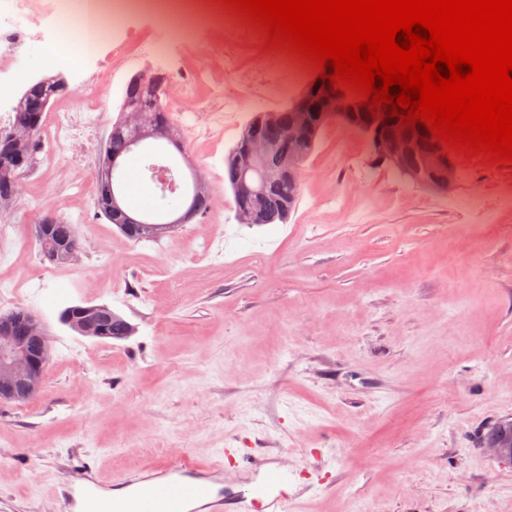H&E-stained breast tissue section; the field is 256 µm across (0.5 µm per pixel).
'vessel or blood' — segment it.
Masks as SVG:
<instances>
[{"mask_svg": "<svg viewBox=\"0 0 512 512\" xmlns=\"http://www.w3.org/2000/svg\"><path fill=\"white\" fill-rule=\"evenodd\" d=\"M224 455L241 456L243 475L229 480L222 461L202 467L184 460L148 474H131L106 485L98 470L85 468L81 482L59 485L62 512H100L107 488L120 492L114 512H290L301 497L317 498L323 478L312 472L298 485L293 470L276 454H239L226 445Z\"/></svg>", "mask_w": 512, "mask_h": 512, "instance_id": "vessel-or-blood-1", "label": "vessel or blood"}]
</instances>
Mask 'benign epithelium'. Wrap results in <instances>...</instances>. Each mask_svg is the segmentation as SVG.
Here are the masks:
<instances>
[{"mask_svg": "<svg viewBox=\"0 0 512 512\" xmlns=\"http://www.w3.org/2000/svg\"><path fill=\"white\" fill-rule=\"evenodd\" d=\"M69 92L63 77L52 81L30 78L22 96L32 100V111L41 112L48 98ZM358 104V96H331L320 88L317 75L310 76L298 94L276 111H258L245 126L229 156L228 176L233 189L237 217L242 224H271L287 212L282 205L275 209L271 201L284 181L298 182L306 151L328 127L341 125L362 133L372 154L395 175L416 187L445 192L453 184L456 163L446 151H435L419 142L418 135L403 136L397 123H382L381 115L367 120ZM174 121L162 119L150 130H143L140 114L125 112L123 125L114 131L123 138V149L131 154L140 149L142 140L151 137L157 142L174 140ZM101 204L112 214L115 224L127 228L134 224L161 221L169 231L203 217L194 194L178 197L175 207L161 215L127 213L120 205V196L108 189ZM40 243L54 240L59 248L46 251L50 259L63 257L73 261L78 255L76 241L61 238L56 220L45 216L35 225ZM112 308L106 304L81 306L65 312L61 322L74 332L96 339L103 338L105 323L112 319ZM49 358V344L39 317L27 310L0 313V401L24 403L42 386Z\"/></svg>", "mask_w": 512, "mask_h": 512, "instance_id": "7a95c632", "label": "benign epithelium"}]
</instances>
